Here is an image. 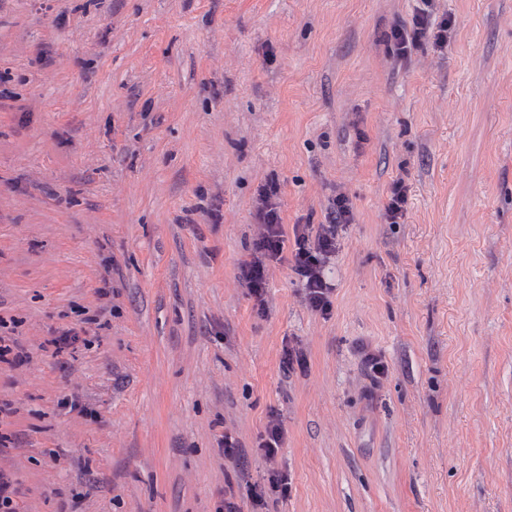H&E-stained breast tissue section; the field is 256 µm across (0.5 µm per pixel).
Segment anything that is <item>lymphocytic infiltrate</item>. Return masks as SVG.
Wrapping results in <instances>:
<instances>
[{
    "label": "lymphocytic infiltrate",
    "mask_w": 512,
    "mask_h": 512,
    "mask_svg": "<svg viewBox=\"0 0 512 512\" xmlns=\"http://www.w3.org/2000/svg\"><path fill=\"white\" fill-rule=\"evenodd\" d=\"M448 18L433 19L431 12L416 11L410 21L395 24L387 36L391 54L397 59L408 58L412 49L424 40H432L436 47L448 45ZM256 234L254 248L248 259L239 265V279L248 288L259 313H266V286L272 267L289 264L292 272L303 284V300L306 305L322 318L332 313L331 295L334 291L324 277V268L340 248L342 231L354 220V207L344 188H337L320 224L296 223L286 226L280 215L277 192L262 188L254 204ZM286 429L279 413H271L263 434L254 449L232 433L224 435V457L235 465L234 480L224 485V512H241L236 484L249 486L251 512H268L271 496L283 495L288 491V476L275 469L274 462L285 441ZM259 453L270 462L264 483L252 482L249 473L250 453Z\"/></svg>",
    "instance_id": "lymphocytic-infiltrate-1"
}]
</instances>
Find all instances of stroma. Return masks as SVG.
Here are the masks:
<instances>
[{
    "mask_svg": "<svg viewBox=\"0 0 512 512\" xmlns=\"http://www.w3.org/2000/svg\"><path fill=\"white\" fill-rule=\"evenodd\" d=\"M421 6L0 0L21 512H216L225 432L254 445L273 410L272 512H512V0H435L447 49L397 60L385 36ZM340 184L331 318L284 266L258 313L237 276L259 189L290 226ZM66 328L88 346L43 350ZM293 339L306 371L281 363ZM362 343L389 366L375 388ZM410 191L408 174L403 171L389 186L388 198L383 213L385 223L401 224L405 222L408 214Z\"/></svg>",
    "mask_w": 512,
    "mask_h": 512,
    "instance_id": "35a3bbf8",
    "label": "stroma"
}]
</instances>
